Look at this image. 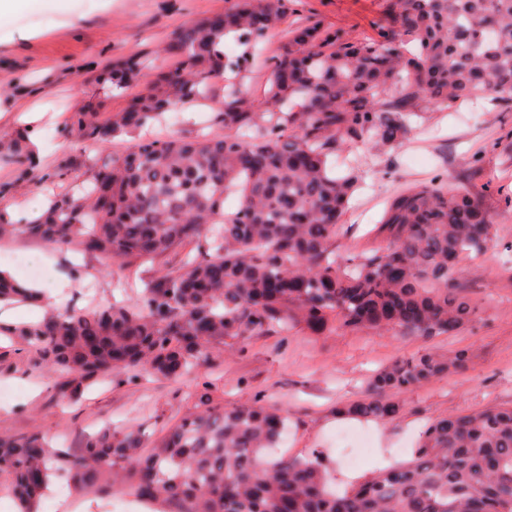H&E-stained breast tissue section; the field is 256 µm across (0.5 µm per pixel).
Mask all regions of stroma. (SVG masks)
<instances>
[{"label": "stroma", "instance_id": "1", "mask_svg": "<svg viewBox=\"0 0 512 512\" xmlns=\"http://www.w3.org/2000/svg\"><path fill=\"white\" fill-rule=\"evenodd\" d=\"M305 8L332 27L356 37L372 33L383 0H302ZM225 0H28L0 22V88L19 81L41 83V90L9 100L0 114V132L11 129L12 114L37 109L43 117L34 129L42 144L49 178L40 186L0 170V208L39 212L47 196L79 185L86 177L84 161L93 149L67 140L61 119L88 103L114 112L123 107L126 91L102 97L94 80L105 60L154 54L186 21L223 11ZM81 77L85 92L74 96L72 80ZM224 96L215 82L211 105L179 113L177 121L150 130L153 138L190 136L213 131L214 101ZM481 123L468 120V106L433 111L412 122L395 150L347 152L361 176V187L342 218L340 254L350 258L378 247V226L385 201L401 184L443 180L453 189L479 192L493 222L494 246L484 257L464 261L461 285L474 306L475 320L451 336H407L394 330L340 329L316 336L297 326L285 332L247 336L216 351L210 361L180 381L116 374L89 387L78 400L61 393L59 377L32 366L27 354L9 341L0 342V430L14 436L38 431L59 448L78 451L85 438L105 422L144 431L157 438L192 407L196 387L209 386L215 403L273 404L287 417L282 454L318 453L332 463L331 475L346 484L411 458L422 428L434 419L490 405L512 403V112L500 111L489 98L477 102ZM0 253L27 254L46 262L50 281L65 279L68 288L52 299L60 309L101 308L139 298L153 272L166 267L160 258L137 268L56 250L16 238L0 244ZM466 350L468 368L430 380L400 394L401 413L391 422L340 418L338 409L363 399L368 381L400 358L426 352L442 355ZM369 428L374 443L360 467L346 470L336 450L339 430Z\"/></svg>", "mask_w": 512, "mask_h": 512}]
</instances>
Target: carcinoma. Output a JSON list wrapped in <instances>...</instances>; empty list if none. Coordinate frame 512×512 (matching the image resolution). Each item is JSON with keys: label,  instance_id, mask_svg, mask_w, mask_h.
I'll return each instance as SVG.
<instances>
[{"label": "carcinoma", "instance_id": "carcinoma-1", "mask_svg": "<svg viewBox=\"0 0 512 512\" xmlns=\"http://www.w3.org/2000/svg\"><path fill=\"white\" fill-rule=\"evenodd\" d=\"M227 3L222 14L182 25L153 58L104 65L101 90L142 88L118 112L90 107L65 118V138L98 148L87 184L50 198L30 219L0 209V241L74 246L125 267L181 250L132 303L0 322V337L59 372L71 398L115 373L177 380L229 341L296 325L317 335L440 336L474 316L459 263L491 248L478 194L438 181L401 186L380 222L386 244L343 263L337 231L360 176L332 174L331 158L366 145L388 151L406 138L411 118L484 91L511 111L512 0H386L375 34L362 38L318 18L287 23L293 0ZM489 28L493 40L484 37ZM229 32L241 53L225 52ZM259 60L263 96L231 87L216 103L223 133L133 140ZM29 135L0 133V169L38 183L47 173ZM235 193L238 207L225 210ZM41 301L0 271V302ZM467 363L464 350L397 360L341 413L392 421L400 393ZM194 399L147 452L133 430L105 431L77 454L37 432H0V477L23 512H37L59 475L79 493L128 492L162 512H512V405L437 418L412 460L339 490L320 455H269L284 428L275 408L216 406L206 386Z\"/></svg>", "mask_w": 512, "mask_h": 512}]
</instances>
